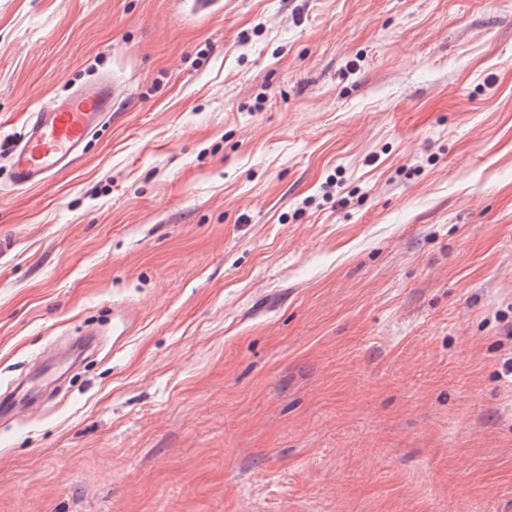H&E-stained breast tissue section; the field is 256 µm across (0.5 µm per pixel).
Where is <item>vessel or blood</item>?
<instances>
[{"instance_id":"1","label":"vessel or blood","mask_w":512,"mask_h":512,"mask_svg":"<svg viewBox=\"0 0 512 512\" xmlns=\"http://www.w3.org/2000/svg\"><path fill=\"white\" fill-rule=\"evenodd\" d=\"M121 94L119 83L105 76L30 112L9 155L13 185L37 187L65 172L103 127Z\"/></svg>"}]
</instances>
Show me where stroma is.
<instances>
[{
  "label": "stroma",
  "mask_w": 512,
  "mask_h": 512,
  "mask_svg": "<svg viewBox=\"0 0 512 512\" xmlns=\"http://www.w3.org/2000/svg\"><path fill=\"white\" fill-rule=\"evenodd\" d=\"M2 238L0 512H512V0H0ZM121 95L119 83L105 76L29 112L9 155L12 184L42 186L65 172L85 152Z\"/></svg>",
  "instance_id": "stroma-1"
}]
</instances>
